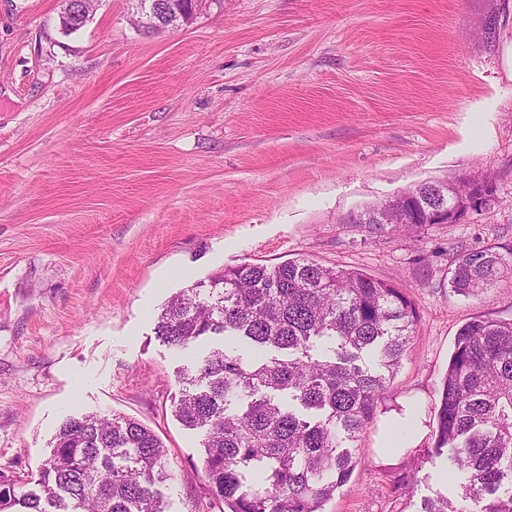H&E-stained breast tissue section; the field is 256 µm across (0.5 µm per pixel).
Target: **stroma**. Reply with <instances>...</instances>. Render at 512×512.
I'll list each match as a JSON object with an SVG mask.
<instances>
[{
  "instance_id": "1",
  "label": "stroma",
  "mask_w": 512,
  "mask_h": 512,
  "mask_svg": "<svg viewBox=\"0 0 512 512\" xmlns=\"http://www.w3.org/2000/svg\"><path fill=\"white\" fill-rule=\"evenodd\" d=\"M61 0H0V472L37 490L70 415L148 425L165 512H211L201 435L172 416L178 353L155 335L181 289L245 262L308 257L392 282L419 316L359 464L324 512L456 499L433 455L459 329L512 319V271L448 286L460 250L512 246V0H215L145 34L100 0L63 34ZM479 173L491 208L411 234L360 223L427 181ZM412 413L416 443L383 446Z\"/></svg>"
}]
</instances>
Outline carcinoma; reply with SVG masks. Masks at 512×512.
Listing matches in <instances>:
<instances>
[{
	"label": "carcinoma",
	"mask_w": 512,
	"mask_h": 512,
	"mask_svg": "<svg viewBox=\"0 0 512 512\" xmlns=\"http://www.w3.org/2000/svg\"><path fill=\"white\" fill-rule=\"evenodd\" d=\"M417 210L446 211L448 191L419 185ZM512 270V248L464 249L449 286L463 296ZM417 326L390 282L309 258L244 263L172 296L157 337L187 350L213 335L252 347L251 360L213 348L179 372L172 414L202 434V470L219 512H323L358 465L352 443L375 417ZM330 354H313L316 343ZM465 475L458 502L421 512H512V319L458 332L437 410L435 452ZM166 450L141 422L97 414L59 426L40 471L42 494L0 474V512H164Z\"/></svg>",
	"instance_id": "obj_1"
}]
</instances>
